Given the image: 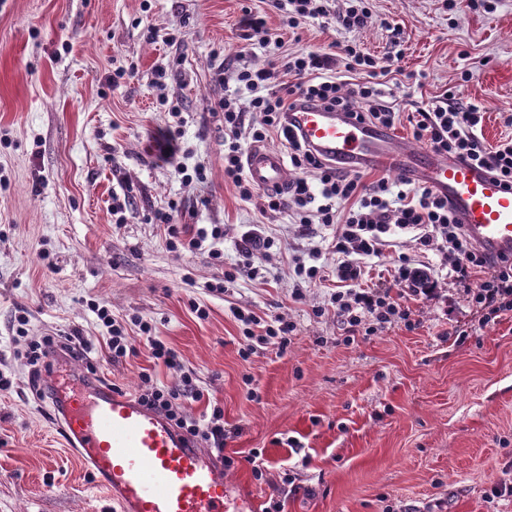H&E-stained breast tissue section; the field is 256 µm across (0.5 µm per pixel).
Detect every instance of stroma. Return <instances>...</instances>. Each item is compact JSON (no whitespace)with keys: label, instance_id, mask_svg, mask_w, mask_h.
<instances>
[{"label":"stroma","instance_id":"1","mask_svg":"<svg viewBox=\"0 0 512 512\" xmlns=\"http://www.w3.org/2000/svg\"><path fill=\"white\" fill-rule=\"evenodd\" d=\"M372 24L353 37L379 61L420 75L396 89L403 112L456 88L486 110V143L512 134V0L489 10L469 0H369ZM260 0H0V372L14 385L0 396V512H118L93 475L67 450L51 403L41 401L13 355L15 317L32 336L107 333L92 310L149 321L195 372L204 392L188 411L224 412L225 478L252 495L260 512H512V497L488 501L512 480V315L458 323L443 299H400L416 321L347 340L334 314L317 317L333 281L291 296L292 256L309 240L287 210L259 211L224 182V96L214 73L266 64L239 37L244 8ZM268 28L291 51H326L335 27ZM406 39L391 60L385 22ZM158 33L148 40V30ZM175 33L180 44L163 42ZM176 63L164 86L157 64ZM136 74L120 86L121 67ZM176 105L173 118L161 99ZM206 168L184 185L175 164ZM128 194L126 222H112L113 195ZM176 201L182 224L224 228L223 263L169 252L152 213ZM274 238L270 250L248 232ZM259 269L227 284L241 249ZM206 309L198 318L196 307ZM281 315L297 329L285 351L242 358V326L231 310ZM106 385L134 392L141 372L174 383L147 350L119 363L97 353ZM257 455L259 468L247 458Z\"/></svg>","mask_w":512,"mask_h":512}]
</instances>
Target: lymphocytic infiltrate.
I'll return each mask as SVG.
<instances>
[{"instance_id": "f902f5d3", "label": "lymphocytic infiltrate", "mask_w": 512, "mask_h": 512, "mask_svg": "<svg viewBox=\"0 0 512 512\" xmlns=\"http://www.w3.org/2000/svg\"><path fill=\"white\" fill-rule=\"evenodd\" d=\"M333 0H275L284 26L295 29L309 20L323 19L340 30L353 32L364 27L372 14L365 0H346L344 9L332 6ZM293 81L277 86L279 73ZM219 78L233 87L217 102L215 112L224 119V180L242 200H262L265 208L288 209L297 223L335 227L333 249L337 254L332 270L317 266L320 246L311 249L312 263L296 260L294 299H304L306 285L335 276L336 292L327 307L317 308L315 316L333 309L337 321L350 333L367 335L392 323L412 326V311L394 297L396 286L406 285L410 295L435 298L438 283L429 268L415 266L399 256L392 282H379L364 288L360 282L370 260L383 254L395 236L412 235L420 249L441 253L449 276L463 288L468 307L480 325L512 313V257H492L464 233L446 199L426 186L400 179L379 178L364 183L357 172H347L321 161L299 140L288 124V114L298 100L306 99L354 114L359 120L386 130L401 121L389 100L392 96L389 71L378 59L365 53L352 40L337 43L335 51L288 53L274 52L268 66L220 69ZM486 111L483 106L462 101L448 93L431 107L420 108L412 120L413 136L441 154H451L475 163L486 172L512 186V136L496 144L485 145L482 129ZM279 135L288 144V161L299 170L300 178L288 185L287 192L260 191L247 177L244 157L249 146ZM179 206L169 203L154 215L166 228L169 248L178 254L208 250L216 261H223L219 244L224 229L217 224H201L194 230L176 221ZM234 317L243 325V353L254 346L285 350L297 329L295 322L281 316L268 319L244 309H234ZM150 355L156 364L173 370L177 384L158 385L151 373L142 372L138 399L148 408L163 413L177 427L207 446L224 447V413L213 408L211 414L194 418L185 405L198 401L203 392L194 372L186 370L174 349L153 336L149 322L139 321ZM14 355L24 362L31 383L37 384L41 399L55 400L52 388L41 385L44 373L53 366V355L66 359L82 358L92 349L81 336H28L13 339Z\"/></svg>"}]
</instances>
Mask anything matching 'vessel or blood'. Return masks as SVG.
<instances>
[{"label":"vessel or blood","instance_id":"vessel-or-blood-1","mask_svg":"<svg viewBox=\"0 0 512 512\" xmlns=\"http://www.w3.org/2000/svg\"><path fill=\"white\" fill-rule=\"evenodd\" d=\"M293 120L306 143L357 170L378 164L447 198L473 242L490 255H512V189L475 165L415 150L339 112L309 105ZM248 178L257 187L286 190L282 154L253 147ZM66 446L98 479L119 512H255L252 498L224 477L212 450L173 426L133 395L83 387L58 396Z\"/></svg>","mask_w":512,"mask_h":512}]
</instances>
